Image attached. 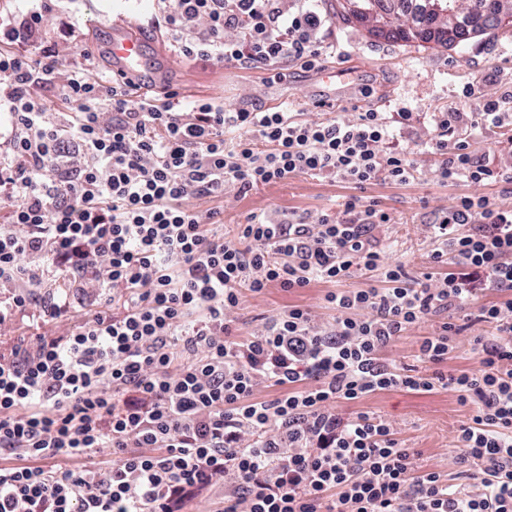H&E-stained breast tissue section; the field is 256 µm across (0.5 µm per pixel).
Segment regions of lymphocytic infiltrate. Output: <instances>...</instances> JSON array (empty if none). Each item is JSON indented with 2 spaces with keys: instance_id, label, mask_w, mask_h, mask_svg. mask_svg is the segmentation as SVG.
<instances>
[{
  "instance_id": "f902f5d3",
  "label": "lymphocytic infiltrate",
  "mask_w": 512,
  "mask_h": 512,
  "mask_svg": "<svg viewBox=\"0 0 512 512\" xmlns=\"http://www.w3.org/2000/svg\"><path fill=\"white\" fill-rule=\"evenodd\" d=\"M158 0L179 52L273 69L321 63L323 21L311 0ZM93 64L57 78L52 63L0 50V98L15 136L0 159V326L18 312L49 319L62 307L42 295L65 277L97 282L120 312L88 313L59 339L0 356V453L27 464L0 467V512H180L185 499L218 483L230 494L217 512H512V207L458 198L430 224L434 263L448 275L415 280L390 261L377 236L389 215L347 197L341 215L286 219L261 213L234 236L218 199L298 174L361 186L407 184L409 146L393 143L385 113L350 121L303 119L281 110L225 111L223 103L180 109L133 99L125 75L109 88ZM76 104L49 117L37 85ZM460 112L436 118L442 182L512 181V166L482 165ZM364 288L339 289L353 275ZM333 284L335 316L316 323L308 308L276 311L238 338L232 315L243 292ZM495 300H487V293ZM482 322L477 369L445 383L473 413L455 438L456 472L423 465L397 428L337 403L377 391H429L434 377L383 356L421 322L418 361L454 350L455 317ZM278 397L257 399L260 386ZM95 468H87V461Z\"/></svg>"
}]
</instances>
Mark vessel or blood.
Here are the masks:
<instances>
[{"mask_svg": "<svg viewBox=\"0 0 512 512\" xmlns=\"http://www.w3.org/2000/svg\"><path fill=\"white\" fill-rule=\"evenodd\" d=\"M107 50L136 85L151 82L155 76L157 55L147 51L138 23L128 16L117 15L106 24Z\"/></svg>", "mask_w": 512, "mask_h": 512, "instance_id": "vessel-or-blood-1", "label": "vessel or blood"}]
</instances>
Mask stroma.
I'll return each instance as SVG.
<instances>
[{"mask_svg":"<svg viewBox=\"0 0 512 512\" xmlns=\"http://www.w3.org/2000/svg\"><path fill=\"white\" fill-rule=\"evenodd\" d=\"M317 8L325 20L318 39L327 52L326 63L342 68L347 76L346 81L334 85L316 80L314 71L296 64L289 65L287 79L278 81L268 70L243 69L217 57L200 61L183 56L176 51L155 0H0V21H17L28 11L48 10L51 26L20 44V51L37 56L43 48H50L55 68L63 74L79 68L84 60H92L106 87L112 84V63L104 50L105 35L88 28L87 21L95 18L104 22L113 14L126 13L138 21L147 39L163 46L171 56L154 97L171 95L179 103L217 99L230 110L281 106L313 120L320 117L317 102L321 99L332 102L334 111L345 120L368 109L411 112L409 124L392 125L394 136L414 150L417 172L409 184L373 181L358 190L324 176L298 175L244 193L230 188L223 200L193 199L189 205L201 211L220 209L224 230L230 233L254 213H334L341 211L345 197L356 194L364 201L377 202L379 209L390 215L392 222L379 228V237L411 278L423 279L434 265L430 259L433 244L422 228L433 220L435 212L464 196L512 205V183L439 182L436 172L444 157L432 147L435 112L475 111V100L463 95L467 87H474L485 99L499 101L501 111L512 113V25L448 49L374 37L365 25L342 19L338 0H318ZM468 132L476 155L490 167L512 161L503 149L504 142L512 137V126L494 129L479 124L469 127ZM330 289V284L316 283L293 292L273 286L260 295L245 294L235 313L237 332L251 334L263 317L289 305L311 309L318 322H330L332 313L323 304ZM48 291L68 304L69 315L50 323L35 316L16 317L0 328V353L10 354L19 343L33 345L43 335H67L77 325L78 314L109 303L108 291L86 288L78 281L60 280L49 284ZM337 410L347 415L371 411L396 422L406 445L419 449L428 464L445 472L454 469V436L468 415L454 394L440 387L375 392L338 404Z\"/></svg>","mask_w":512,"mask_h":512,"instance_id":"35a3bbf8","label":"stroma"}]
</instances>
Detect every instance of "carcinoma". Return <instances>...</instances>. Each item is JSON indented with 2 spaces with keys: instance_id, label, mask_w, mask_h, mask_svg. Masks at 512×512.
Instances as JSON below:
<instances>
[{
  "instance_id": "cac0c4a2",
  "label": "carcinoma",
  "mask_w": 512,
  "mask_h": 512,
  "mask_svg": "<svg viewBox=\"0 0 512 512\" xmlns=\"http://www.w3.org/2000/svg\"><path fill=\"white\" fill-rule=\"evenodd\" d=\"M382 1L387 6L373 15L371 32L394 41L455 48L512 22V0H449L456 11L441 20L424 8L423 0H344L340 14L345 20L355 18L359 11L351 5L370 11Z\"/></svg>"
}]
</instances>
